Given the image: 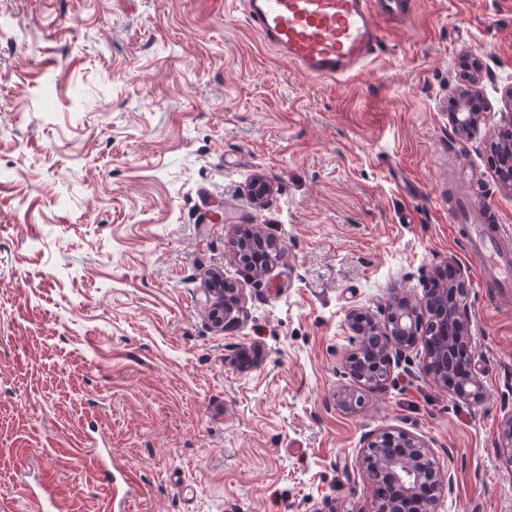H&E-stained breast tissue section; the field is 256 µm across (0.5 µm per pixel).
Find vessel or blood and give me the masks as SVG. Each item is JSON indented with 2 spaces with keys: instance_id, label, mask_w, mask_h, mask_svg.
<instances>
[{
  "instance_id": "obj_1",
  "label": "vessel or blood",
  "mask_w": 512,
  "mask_h": 512,
  "mask_svg": "<svg viewBox=\"0 0 512 512\" xmlns=\"http://www.w3.org/2000/svg\"><path fill=\"white\" fill-rule=\"evenodd\" d=\"M402 0H240L242 13L263 42L305 74L333 82L372 62L383 41L381 15ZM475 210L466 245L482 283L512 286V233L485 231Z\"/></svg>"
}]
</instances>
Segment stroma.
Here are the masks:
<instances>
[{
  "label": "stroma",
  "mask_w": 512,
  "mask_h": 512,
  "mask_svg": "<svg viewBox=\"0 0 512 512\" xmlns=\"http://www.w3.org/2000/svg\"><path fill=\"white\" fill-rule=\"evenodd\" d=\"M383 26L378 57L333 83L228 0H0V506L31 512L46 480L69 512H107L99 441L137 486L122 512H378L364 441L389 430L452 469L437 512H512V290L482 288L448 217L461 194L512 226L494 153L512 0H405ZM465 57L484 109L461 138ZM240 224L284 253L264 276ZM448 262L482 399L424 373L418 343L337 406L349 311L424 306ZM217 274L243 296L225 330Z\"/></svg>",
  "instance_id": "35a3bbf8"
}]
</instances>
